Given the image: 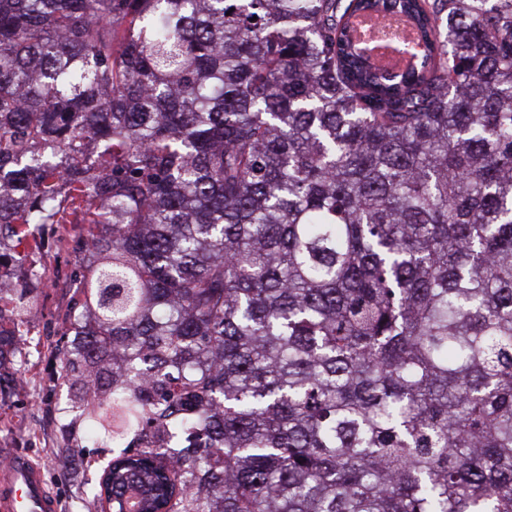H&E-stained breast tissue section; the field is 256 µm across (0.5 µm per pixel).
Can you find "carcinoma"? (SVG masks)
Segmentation results:
<instances>
[{"label":"carcinoma","mask_w":512,"mask_h":512,"mask_svg":"<svg viewBox=\"0 0 512 512\" xmlns=\"http://www.w3.org/2000/svg\"><path fill=\"white\" fill-rule=\"evenodd\" d=\"M5 185L116 512H512V0H0ZM355 37L370 48L371 61L379 68L400 70L408 65L410 55L399 52L403 44L415 39L414 29L401 16L377 21L369 16L355 20Z\"/></svg>","instance_id":"carcinoma-1"}]
</instances>
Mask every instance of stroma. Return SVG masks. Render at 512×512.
<instances>
[{
	"label": "stroma",
	"instance_id": "35a3bbf8",
	"mask_svg": "<svg viewBox=\"0 0 512 512\" xmlns=\"http://www.w3.org/2000/svg\"><path fill=\"white\" fill-rule=\"evenodd\" d=\"M82 232L79 224L48 226L40 252L28 251L16 237L0 233V253L21 261L14 289H27L31 303L41 310L40 318L25 319L21 325L23 352L0 361L1 376L23 379L30 389L25 400L14 398L9 389L0 392V461L18 452L29 457L42 469L60 512H102L93 499V487L110 458L109 450L89 439L77 423L70 410L69 386L58 377L59 359L72 342L62 333V319L75 306L73 285H42L53 266L82 269V256L75 248ZM65 455L73 459L67 474L56 468L57 459Z\"/></svg>",
	"mask_w": 512,
	"mask_h": 512
}]
</instances>
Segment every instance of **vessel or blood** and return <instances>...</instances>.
Listing matches in <instances>:
<instances>
[{"label":"vessel or blood","mask_w":512,"mask_h":512,"mask_svg":"<svg viewBox=\"0 0 512 512\" xmlns=\"http://www.w3.org/2000/svg\"><path fill=\"white\" fill-rule=\"evenodd\" d=\"M0 512H58L43 472L25 456L0 464Z\"/></svg>","instance_id":"vessel-or-blood-1"}]
</instances>
